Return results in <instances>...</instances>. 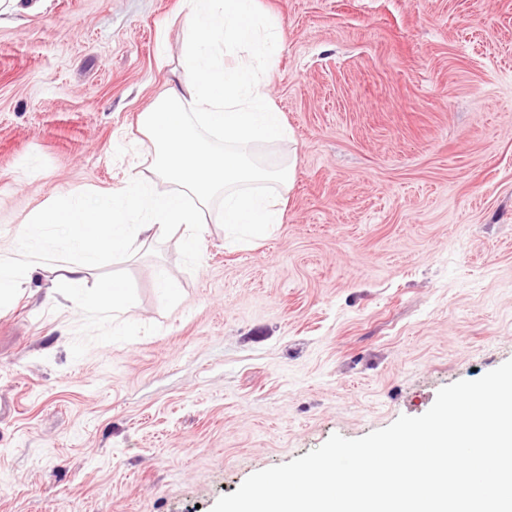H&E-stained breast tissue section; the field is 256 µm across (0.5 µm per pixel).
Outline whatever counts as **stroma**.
I'll return each instance as SVG.
<instances>
[{
  "label": "stroma",
  "mask_w": 512,
  "mask_h": 512,
  "mask_svg": "<svg viewBox=\"0 0 512 512\" xmlns=\"http://www.w3.org/2000/svg\"><path fill=\"white\" fill-rule=\"evenodd\" d=\"M184 0H21L0 16V256L50 200L151 174L140 115ZM255 65L293 140L281 224L205 212L0 306V512H211L255 472L419 416L512 359V0H257ZM177 287L162 296L154 272ZM126 284L118 279L104 281L99 289L92 293H84L85 301L92 308L119 309L125 303L127 297Z\"/></svg>",
  "instance_id": "35a3bbf8"
}]
</instances>
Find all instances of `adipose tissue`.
I'll return each mask as SVG.
<instances>
[{
    "instance_id": "1",
    "label": "adipose tissue",
    "mask_w": 512,
    "mask_h": 512,
    "mask_svg": "<svg viewBox=\"0 0 512 512\" xmlns=\"http://www.w3.org/2000/svg\"><path fill=\"white\" fill-rule=\"evenodd\" d=\"M187 5L176 79L141 116L142 130L155 146V175L172 183L173 191L155 193L149 177L132 169L122 185L94 202L78 197L64 206L44 203L23 226L16 257L0 258V298L37 275L53 252L52 237L31 246L36 227L68 225L65 240L74 258L59 266L58 278L66 289L84 292L105 254L134 252L169 227H182L186 249L195 251L212 200H220V221L230 236L263 235L282 222V196L255 187L290 186L292 167L258 164L251 150L289 140L288 127L248 66H228L212 54L218 44L263 53L279 32L273 27L261 34L255 0H187ZM210 132L223 137V146L207 140Z\"/></svg>"
}]
</instances>
